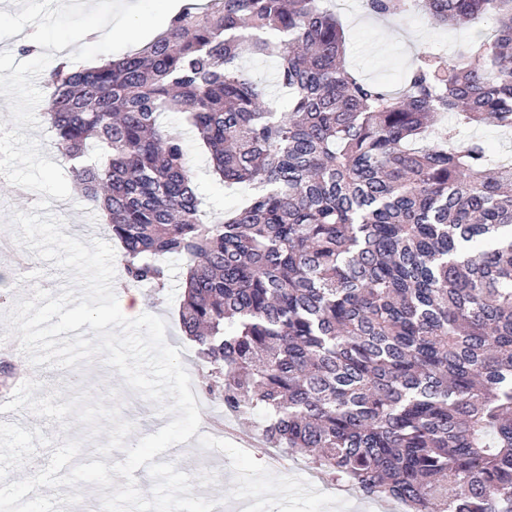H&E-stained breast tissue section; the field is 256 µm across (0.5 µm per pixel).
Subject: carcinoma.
<instances>
[{"label": "carcinoma", "mask_w": 512, "mask_h": 512, "mask_svg": "<svg viewBox=\"0 0 512 512\" xmlns=\"http://www.w3.org/2000/svg\"><path fill=\"white\" fill-rule=\"evenodd\" d=\"M331 0H187L142 50L49 73L45 117L158 292L185 260L182 330L224 414L267 447L407 512H512V163L457 129L512 133V0H364L479 31L418 53L396 89L345 61ZM278 61L286 109L239 64ZM169 112L181 124L163 123ZM251 188L204 218L184 132Z\"/></svg>", "instance_id": "cac0c4a2"}]
</instances>
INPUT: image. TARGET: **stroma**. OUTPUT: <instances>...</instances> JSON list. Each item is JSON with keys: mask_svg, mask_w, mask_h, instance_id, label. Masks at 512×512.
<instances>
[{"mask_svg": "<svg viewBox=\"0 0 512 512\" xmlns=\"http://www.w3.org/2000/svg\"><path fill=\"white\" fill-rule=\"evenodd\" d=\"M336 12L347 33L349 66L363 78L381 84L396 85L418 48L427 47L446 57L460 43L453 32L430 24L419 15L408 14L389 21L373 18L366 14L362 0H337ZM0 14L12 20L11 29H0V153L9 165L8 176L0 178V227L6 226L15 210L40 215L50 212L64 220L65 235L78 237L85 243L111 241L112 233L104 215L75 188L67 163L53 146L44 118L49 94L46 80L61 60L95 65L131 53L132 48L124 43H102L98 32L92 29L93 14L84 4L59 9L53 0H0ZM44 23L58 40L55 54L37 59L22 55L18 48L21 40ZM71 30L86 31L87 36L80 45L63 41V34ZM186 141L188 161L196 173L203 208L219 216L238 205L246 194L245 188L224 187L209 174L207 158L195 134L187 133ZM166 264L170 272L166 291L157 295L143 288L139 294L147 313L165 319L168 344L181 350L182 363L198 398L200 435L237 446L245 440H258L260 416L245 422L235 421L225 415L220 399L209 393L208 368L197 358L193 343L180 328L184 262L170 257ZM63 282L59 269L53 268L50 262L32 258L29 274L22 276L16 272L12 258L0 254V293L7 294L9 300L29 297L36 286L55 293ZM41 382L43 387L36 392L40 398L55 390L62 391L64 398L69 399L85 389L96 394L111 388L121 389L122 416L135 425L134 433L127 438L132 445L169 422L168 416L156 411L154 403L133 396L116 368L102 366L97 361L82 366L76 373L64 369L54 376L42 377ZM157 459L173 462L177 470L194 477L204 472L217 474V482L204 487L205 497L222 498L234 486L227 455L216 449H201L197 437L179 444L176 452L158 454ZM287 462L288 475L310 480L318 491L341 496L349 505L348 512H395L394 502L367 500L353 490L342 491L330 485L326 478L311 472L303 454L288 457Z\"/></svg>", "mask_w": 512, "mask_h": 512, "instance_id": "stroma-1", "label": "stroma"}]
</instances>
